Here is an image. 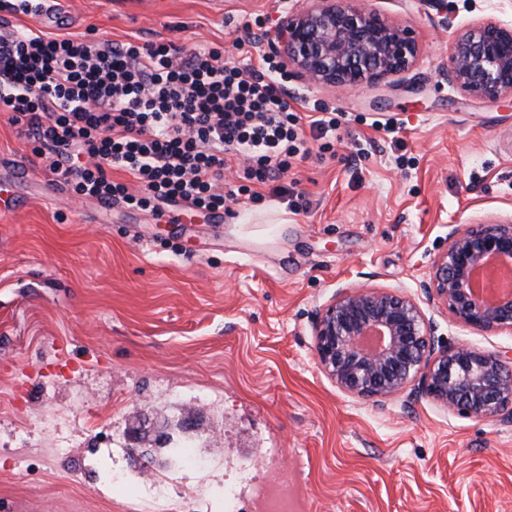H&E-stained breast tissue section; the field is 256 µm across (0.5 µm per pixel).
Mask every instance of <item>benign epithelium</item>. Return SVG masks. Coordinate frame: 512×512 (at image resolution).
<instances>
[{"label": "benign epithelium", "instance_id": "benign-epithelium-1", "mask_svg": "<svg viewBox=\"0 0 512 512\" xmlns=\"http://www.w3.org/2000/svg\"><path fill=\"white\" fill-rule=\"evenodd\" d=\"M293 76L350 90L409 70L418 53L411 29L362 7L359 0H303L276 29ZM448 78L468 95L512 96V26L473 24L454 38ZM512 263V221L470 224L448 234V248L422 282L458 325L478 334L512 332V284L498 278ZM319 370L345 393L381 400L419 381L448 411L512 421V360L469 345L435 347L433 323L416 299L395 289L348 286L316 313ZM169 433L144 419L125 432L130 447Z\"/></svg>", "mask_w": 512, "mask_h": 512}]
</instances>
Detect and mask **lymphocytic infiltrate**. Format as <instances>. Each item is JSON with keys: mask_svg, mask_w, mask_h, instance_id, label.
Masks as SVG:
<instances>
[{"mask_svg": "<svg viewBox=\"0 0 512 512\" xmlns=\"http://www.w3.org/2000/svg\"><path fill=\"white\" fill-rule=\"evenodd\" d=\"M0 112L76 196L157 213L185 203L218 214L228 157L248 161L243 195L247 181L276 180L306 159L310 140L332 149L337 126L327 108L307 119L294 111L288 75L267 57L254 65L215 47L184 54L170 42L31 27L0 35Z\"/></svg>", "mask_w": 512, "mask_h": 512, "instance_id": "obj_1", "label": "lymphocytic infiltrate"}]
</instances>
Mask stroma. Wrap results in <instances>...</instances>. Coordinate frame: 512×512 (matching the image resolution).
I'll list each match as a JSON object with an SVG mask.
<instances>
[{"mask_svg":"<svg viewBox=\"0 0 512 512\" xmlns=\"http://www.w3.org/2000/svg\"><path fill=\"white\" fill-rule=\"evenodd\" d=\"M287 0H59L65 35L96 31L270 54ZM414 30L413 67L341 93L290 80L293 106L335 110L332 151L223 219L163 217L78 199L0 113V512H256L293 475L301 512H512V423L441 409L408 387L380 402L336 387L314 360L312 319L339 288L413 295L448 345L512 350L421 287L451 226L512 219V98L448 79L456 34L512 23V0H363ZM263 35L234 46L244 22ZM23 162L30 179L10 166ZM194 414L196 426L178 424ZM173 440L135 462L142 416Z\"/></svg>","mask_w":512,"mask_h":512,"instance_id":"35a3bbf8","label":"stroma"}]
</instances>
